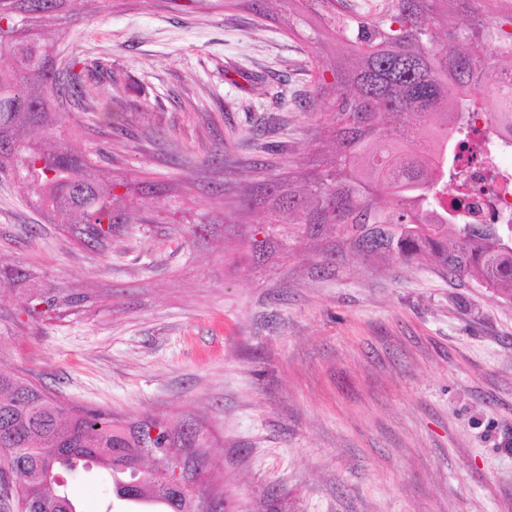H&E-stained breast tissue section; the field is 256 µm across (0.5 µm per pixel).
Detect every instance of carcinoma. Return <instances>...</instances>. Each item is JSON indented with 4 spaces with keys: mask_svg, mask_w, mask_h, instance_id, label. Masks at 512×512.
Returning <instances> with one entry per match:
<instances>
[{
    "mask_svg": "<svg viewBox=\"0 0 512 512\" xmlns=\"http://www.w3.org/2000/svg\"><path fill=\"white\" fill-rule=\"evenodd\" d=\"M80 0H0V173L19 183L28 203L78 242L102 249L118 220L116 183L56 134L59 102L86 94L80 61L56 72L42 30ZM317 37L336 41L320 60L315 91L336 115L335 161L314 184L291 191L280 210L336 236L366 261L428 258L452 278L471 277L512 301V243L494 224H454L442 210L457 169L482 155L495 129L512 132V5L482 0L471 35H438L461 0H383L372 18H350L337 0H293ZM331 79H326V76ZM466 112H485L474 150L448 162V146ZM22 311L43 316L79 298L42 288L19 265L0 264ZM159 428L151 435V427ZM190 437L155 418L126 422L72 406L0 368V457L15 478L7 495L23 512H81L65 485L46 470L75 472L95 463L112 478L115 498L161 500L163 512H190L192 495L164 485L136 462L157 467L161 448H190Z\"/></svg>",
    "mask_w": 512,
    "mask_h": 512,
    "instance_id": "obj_1",
    "label": "carcinoma"
}]
</instances>
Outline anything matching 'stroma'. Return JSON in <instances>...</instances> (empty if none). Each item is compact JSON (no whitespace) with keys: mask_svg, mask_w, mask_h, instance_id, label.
<instances>
[{"mask_svg":"<svg viewBox=\"0 0 512 512\" xmlns=\"http://www.w3.org/2000/svg\"><path fill=\"white\" fill-rule=\"evenodd\" d=\"M48 37L86 74L62 137L142 221L93 251L0 177V261L84 297L32 318L1 298L0 367L189 425L226 512H512V302L274 218L332 158L291 0H94ZM67 487L112 498L94 464Z\"/></svg>","mask_w":512,"mask_h":512,"instance_id":"35a3bbf8","label":"stroma"}]
</instances>
